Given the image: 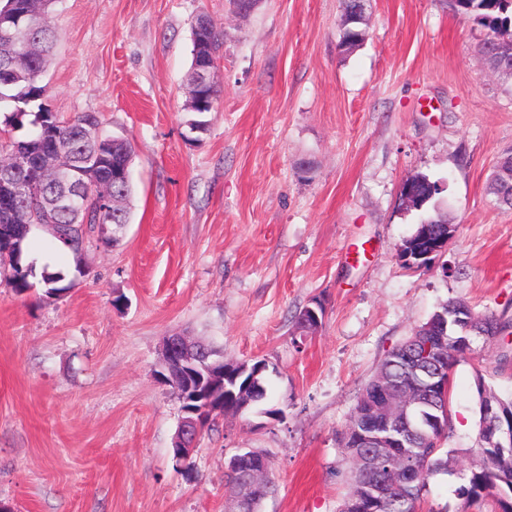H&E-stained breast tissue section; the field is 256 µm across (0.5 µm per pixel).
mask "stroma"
Instances as JSON below:
<instances>
[{"mask_svg": "<svg viewBox=\"0 0 512 512\" xmlns=\"http://www.w3.org/2000/svg\"><path fill=\"white\" fill-rule=\"evenodd\" d=\"M224 29L211 112L184 111L191 25ZM343 0H55L42 77L59 116L98 113L131 141L130 221L99 224L80 255L38 226L32 287L0 268V501L12 512H229L224 464L262 450L277 489L260 512H340L342 445L381 360L445 304L512 320V209L489 182L512 153V82L491 75L485 30L453 0H372L363 43L338 47ZM205 121L202 133L188 123ZM441 182L457 225L428 267L396 248L425 211L403 183ZM66 288L47 295L45 273ZM321 302L316 331L299 313ZM267 365L268 398L172 455L180 417L159 376L165 336ZM512 395V336L456 366L444 448L479 444L476 377ZM429 478L423 512L463 509Z\"/></svg>", "mask_w": 512, "mask_h": 512, "instance_id": "obj_1", "label": "stroma"}]
</instances>
